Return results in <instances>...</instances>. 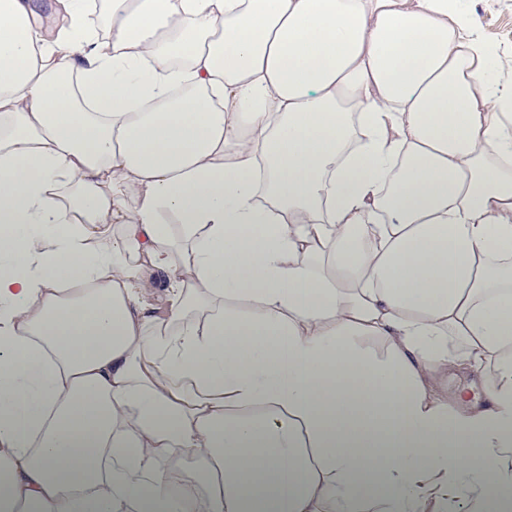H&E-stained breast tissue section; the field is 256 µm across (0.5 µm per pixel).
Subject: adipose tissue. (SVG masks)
Listing matches in <instances>:
<instances>
[{
  "mask_svg": "<svg viewBox=\"0 0 512 512\" xmlns=\"http://www.w3.org/2000/svg\"><path fill=\"white\" fill-rule=\"evenodd\" d=\"M52 8L0 0V512H512V58L459 0Z\"/></svg>",
  "mask_w": 512,
  "mask_h": 512,
  "instance_id": "1",
  "label": "adipose tissue"
}]
</instances>
